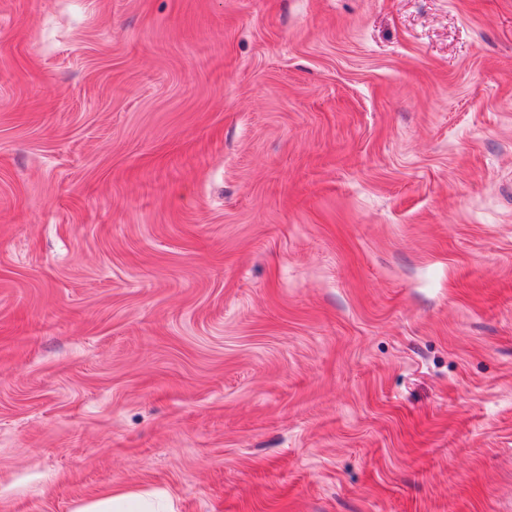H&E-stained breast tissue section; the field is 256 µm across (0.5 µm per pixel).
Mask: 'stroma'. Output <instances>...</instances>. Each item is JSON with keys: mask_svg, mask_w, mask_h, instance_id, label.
Returning a JSON list of instances; mask_svg holds the SVG:
<instances>
[{"mask_svg": "<svg viewBox=\"0 0 512 512\" xmlns=\"http://www.w3.org/2000/svg\"><path fill=\"white\" fill-rule=\"evenodd\" d=\"M512 512V0H0V512ZM169 495L156 491L114 488L78 502L72 512H175Z\"/></svg>", "mask_w": 512, "mask_h": 512, "instance_id": "35a3bbf8", "label": "stroma"}]
</instances>
